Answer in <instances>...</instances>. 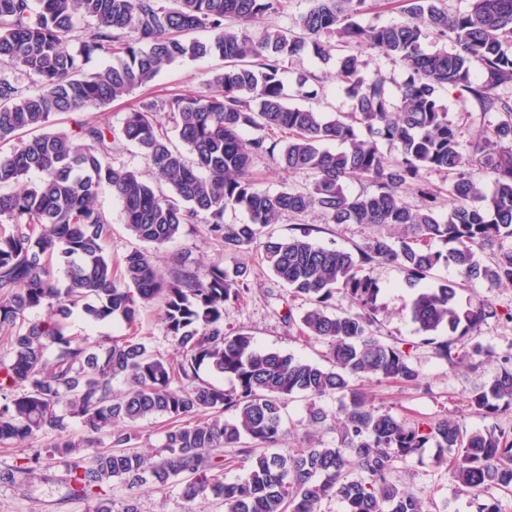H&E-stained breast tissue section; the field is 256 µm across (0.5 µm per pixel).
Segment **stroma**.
<instances>
[{"label": "stroma", "mask_w": 512, "mask_h": 512, "mask_svg": "<svg viewBox=\"0 0 512 512\" xmlns=\"http://www.w3.org/2000/svg\"><path fill=\"white\" fill-rule=\"evenodd\" d=\"M222 62L215 57L186 60L166 66L149 86L136 89L129 96L114 101L102 108L87 111L90 120L105 121L112 126L116 136L112 142L115 163L127 168L147 172L148 167L140 152L119 134L126 112L142 98L167 97L173 94L188 95L201 89L204 73L220 68ZM284 67L288 80L285 94L289 104L310 107L332 117L339 112L351 111L353 102L338 89L334 81L335 62H321L311 56L286 59ZM303 71L316 74L315 82L306 86V94H298L294 83L296 75ZM449 117L460 126L462 144H469L481 130L493 126L499 119L497 113L482 112L475 101L458 102L447 98ZM98 205L112 225V239L107 245L113 261L140 245L127 230L120 203L111 191H103ZM272 232L281 236L308 234L310 240L327 248L348 251L362 245L372 230L359 224L336 225L324 223L319 214L311 213L296 219L282 218L272 225ZM149 251L160 270H168L177 258H188L198 275H206L213 262H222L233 268L247 264L250 268L249 291L241 304L231 308L224 317V329L232 334L238 331L249 333L255 343L264 349L290 353L307 358L322 366H330L327 344L307 339L294 327L308 304L291 293L261 264L259 247L249 252L230 254L216 246L210 239L206 219L183 225L179 235L163 245L150 246ZM371 274L381 288L378 296V313L374 331L384 342L409 349L412 361L423 376L425 388L395 385L373 379L352 377L351 383L363 391L371 403L390 414L410 420L431 422L443 417L458 418L463 427L478 431L497 425L512 430V413L489 419L472 413L466 402L469 390L498 374L505 359L512 357V322L505 315L512 311V286L494 287L486 281L476 280L460 290L461 301L483 300L493 304L499 311L498 318L484 322L470 336V343L481 344L486 355L471 361L449 365L438 360L431 348L421 345V336L411 322L408 307L413 290L404 279L400 269L393 264L372 266ZM341 398L326 395L309 399L301 395L289 398L285 409V422L293 429L290 444L296 448L308 447L311 440L319 439L331 443L336 439L334 431L325 426L310 423L311 409L322 410L329 419L340 415ZM70 461L65 457L44 458L42 470L32 479L18 478L16 484L0 485V512H89V505L82 500L66 498L62 481L67 476ZM391 480L397 486L435 505L438 512H475L476 504L471 493L457 489L449 477L446 467L437 464L436 451L422 449L407 461L400 463ZM114 512H122L127 501H135L139 512H224L223 504L208 498L188 502L179 483L148 491H131L119 482L106 487Z\"/></svg>", "instance_id": "stroma-1"}]
</instances>
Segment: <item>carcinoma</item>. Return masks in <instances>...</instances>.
Wrapping results in <instances>:
<instances>
[{"mask_svg":"<svg viewBox=\"0 0 512 512\" xmlns=\"http://www.w3.org/2000/svg\"><path fill=\"white\" fill-rule=\"evenodd\" d=\"M0 0V446L55 433L49 455L73 462L66 496L90 512H112L103 487L183 485L189 501L213 496L224 512H319L338 498L346 512H430L391 482L396 466L428 446L453 480L476 494L512 492V435L495 427L467 432L459 420L407 423L373 407L350 383L353 375L421 386L410 352L375 336L378 281L366 268L394 263L416 288L410 316L435 357L455 364L483 353L465 338L497 316L489 303L462 304L457 289L485 279L512 285V0H471L450 15L441 0H399L401 19L363 25L367 0H313L291 27H257L282 0ZM212 32L199 40L192 34ZM451 43L430 51L429 36ZM370 50L407 72L400 102L386 77L363 76ZM336 57V82L353 112L328 119L285 103L287 58ZM217 55L224 68L205 74L201 91L165 100L142 99L128 112L122 136L140 151L154 181L112 162V127L81 114L152 82L178 60ZM109 62L93 73L87 64ZM475 100L501 119L463 151L440 92ZM71 115L74 129L52 117ZM174 125L186 151L172 145ZM397 151L389 161L378 142ZM344 145L331 150L328 143ZM278 157L279 168L309 182L276 193L260 186L254 160ZM431 172L448 177L436 190ZM32 173L36 181H27ZM371 183L370 193L346 191V179ZM112 190L127 229L161 245L182 225L210 217L209 237L238 253L260 238V261L310 307L301 331L330 346L333 367L258 347L247 333L224 334V315L249 290L250 269L213 263L206 277L180 265L165 278L149 252L135 249L112 269L105 244L111 224L97 207ZM413 189L420 198L408 204ZM242 210L244 224L224 223ZM317 211L327 224H369L379 231L356 252L318 246L304 237L263 234L285 214ZM448 244L444 252L425 242ZM450 268L454 279L435 276ZM354 312H333L336 295ZM161 303L173 352L155 353L132 332L91 346L68 333L65 319L81 309L91 323L121 320L135 327L140 308ZM46 317L33 321L31 310ZM448 332L445 338L439 333ZM207 366L235 380L232 391L200 380ZM124 382L116 393L112 381ZM294 394L338 395L343 418L336 443L286 447L283 410ZM469 409L484 418L512 412V366L474 386ZM231 417L226 418L224 414ZM76 418L97 438L65 433ZM165 417L159 462L131 445L127 428ZM41 454L0 470V484L39 470ZM243 478L220 472L236 464Z\"/></svg>","mask_w":512,"mask_h":512,"instance_id":"carcinoma-1","label":"carcinoma"}]
</instances>
